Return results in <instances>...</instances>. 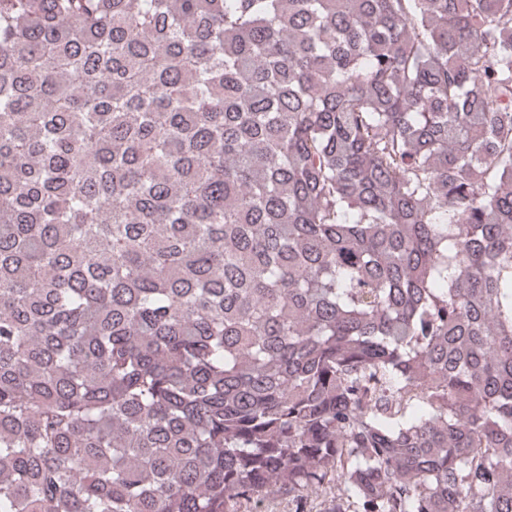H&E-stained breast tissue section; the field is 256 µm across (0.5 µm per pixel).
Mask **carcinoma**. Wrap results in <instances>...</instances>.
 I'll use <instances>...</instances> for the list:
<instances>
[{"label": "carcinoma", "mask_w": 512, "mask_h": 512, "mask_svg": "<svg viewBox=\"0 0 512 512\" xmlns=\"http://www.w3.org/2000/svg\"><path fill=\"white\" fill-rule=\"evenodd\" d=\"M512 512V0H0V512Z\"/></svg>", "instance_id": "cac0c4a2"}]
</instances>
